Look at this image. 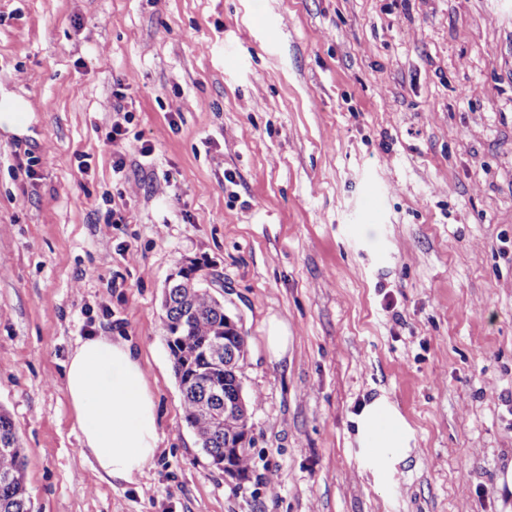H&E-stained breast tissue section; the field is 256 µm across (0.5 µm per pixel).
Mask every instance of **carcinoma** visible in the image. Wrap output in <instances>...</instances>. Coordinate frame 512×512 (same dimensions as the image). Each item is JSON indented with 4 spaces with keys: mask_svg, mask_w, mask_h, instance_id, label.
Listing matches in <instances>:
<instances>
[{
    "mask_svg": "<svg viewBox=\"0 0 512 512\" xmlns=\"http://www.w3.org/2000/svg\"><path fill=\"white\" fill-rule=\"evenodd\" d=\"M166 328L173 341L168 343L175 357V374L182 391L185 420L203 452L212 460L224 457V433L240 425V417L224 415L218 421L199 408L202 402L223 404L222 395L233 393L242 378L247 348L245 336H233L234 352L225 353L220 363L212 358V348L224 344V304L209 288L193 291L176 278L164 292ZM0 512H35L26 479V456L20 447L12 420L0 413Z\"/></svg>",
    "mask_w": 512,
    "mask_h": 512,
    "instance_id": "carcinoma-1",
    "label": "carcinoma"
}]
</instances>
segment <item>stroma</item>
Wrapping results in <instances>:
<instances>
[{
  "mask_svg": "<svg viewBox=\"0 0 512 512\" xmlns=\"http://www.w3.org/2000/svg\"><path fill=\"white\" fill-rule=\"evenodd\" d=\"M12 112L0 411L37 512H512V0H0ZM191 261L248 341L238 485L167 346L162 295ZM99 333L137 350L157 406L134 484L93 471L65 392ZM380 395L414 434L391 488L351 424ZM288 328L284 322L272 317L267 322L265 345L270 361L280 362L288 353L290 342Z\"/></svg>",
  "mask_w": 512,
  "mask_h": 512,
  "instance_id": "1",
  "label": "stroma"
}]
</instances>
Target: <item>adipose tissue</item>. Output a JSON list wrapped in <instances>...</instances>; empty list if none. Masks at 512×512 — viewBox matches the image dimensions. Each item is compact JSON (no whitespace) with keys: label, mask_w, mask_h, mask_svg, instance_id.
I'll list each match as a JSON object with an SVG mask.
<instances>
[{"label":"adipose tissue","mask_w":512,"mask_h":512,"mask_svg":"<svg viewBox=\"0 0 512 512\" xmlns=\"http://www.w3.org/2000/svg\"><path fill=\"white\" fill-rule=\"evenodd\" d=\"M65 389L81 433V453L109 482H136L157 452V409L148 374L130 344L93 335L79 341ZM354 438L376 486L396 483L412 430L395 403L377 396L352 418Z\"/></svg>","instance_id":"obj_1"}]
</instances>
